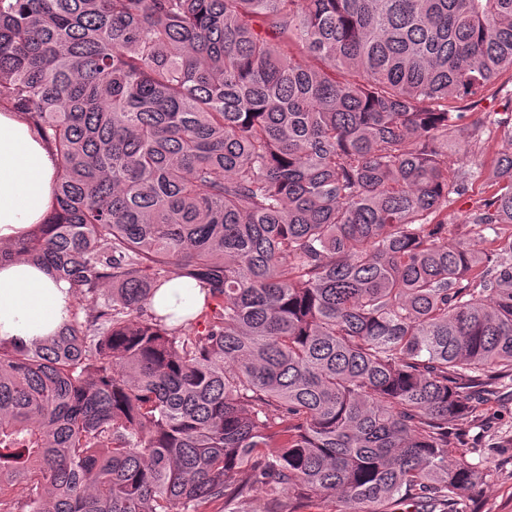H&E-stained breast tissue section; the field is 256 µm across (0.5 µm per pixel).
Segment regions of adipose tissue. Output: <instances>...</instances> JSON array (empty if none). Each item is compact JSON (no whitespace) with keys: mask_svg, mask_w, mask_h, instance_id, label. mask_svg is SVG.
Returning a JSON list of instances; mask_svg holds the SVG:
<instances>
[{"mask_svg":"<svg viewBox=\"0 0 512 512\" xmlns=\"http://www.w3.org/2000/svg\"><path fill=\"white\" fill-rule=\"evenodd\" d=\"M57 159L40 133L18 112H0V243L8 244L43 223L55 206ZM206 293L175 279L157 291L154 309L189 317L202 308ZM74 305L68 282L27 261L0 264V338L29 343L53 335Z\"/></svg>","mask_w":512,"mask_h":512,"instance_id":"ef3b65f1","label":"adipose tissue"}]
</instances>
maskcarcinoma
<instances>
[{"instance_id": "obj_1", "label": "carcinoma", "mask_w": 512, "mask_h": 512, "mask_svg": "<svg viewBox=\"0 0 512 512\" xmlns=\"http://www.w3.org/2000/svg\"><path fill=\"white\" fill-rule=\"evenodd\" d=\"M505 71L512 0H0V110L58 155L0 263L88 301L0 339V512H465L452 430L512 380V153L476 251L448 152ZM175 278L206 289L177 325ZM196 282L187 284L174 279L157 291L153 307L159 314L173 313L175 318L190 317L202 308L206 292Z\"/></svg>"}]
</instances>
